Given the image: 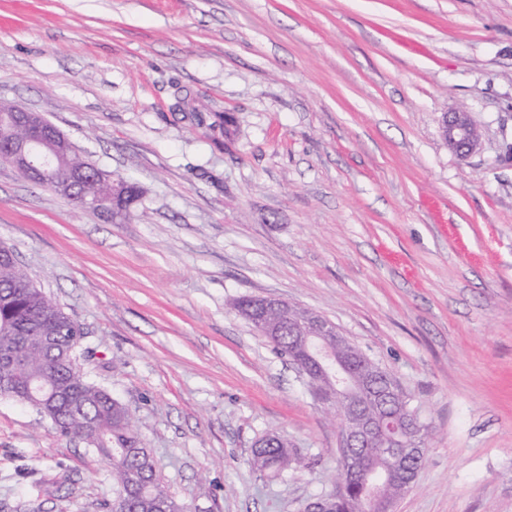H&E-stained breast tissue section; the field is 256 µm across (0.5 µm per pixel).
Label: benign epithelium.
<instances>
[{
	"instance_id": "benign-epithelium-1",
	"label": "benign epithelium",
	"mask_w": 512,
	"mask_h": 512,
	"mask_svg": "<svg viewBox=\"0 0 512 512\" xmlns=\"http://www.w3.org/2000/svg\"><path fill=\"white\" fill-rule=\"evenodd\" d=\"M441 134L457 156L471 155L480 141L478 125L467 112H449L441 120ZM0 147L8 157L0 156L30 181L60 195L70 196L74 183L85 178L107 180L112 175L90 163L79 171L63 175L59 159L76 154L74 144L39 113L21 104L0 103ZM139 188L128 182H112V198L85 199L81 209L109 219L123 217L139 200ZM240 316L257 325L265 336L279 333V325L270 320L267 310L284 307V301L273 297H245ZM345 345V337L336 328L309 311L299 322L297 335L291 339L292 364L315 388L326 392L330 401H343L352 412L351 425L339 431L340 453L347 458V480L376 482L379 477L375 459L365 451L369 446L386 448L396 454L398 448L411 443L417 423L413 415L389 425L361 409L357 395L369 388L355 371L350 358H334L328 345Z\"/></svg>"
}]
</instances>
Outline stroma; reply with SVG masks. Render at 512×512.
Wrapping results in <instances>:
<instances>
[{"mask_svg": "<svg viewBox=\"0 0 512 512\" xmlns=\"http://www.w3.org/2000/svg\"><path fill=\"white\" fill-rule=\"evenodd\" d=\"M0 102L141 191L112 221L0 163V242L185 512H300L339 460L245 296L322 315L410 394L435 437L395 512H512V0H0ZM272 433L304 469L252 467ZM111 502L110 461L0 397V512ZM441 134L448 147L462 159L471 155L480 141L478 125L469 113L463 111L444 114Z\"/></svg>", "mask_w": 512, "mask_h": 512, "instance_id": "1", "label": "stroma"}]
</instances>
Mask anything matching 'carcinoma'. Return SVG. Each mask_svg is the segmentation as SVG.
Instances as JSON below:
<instances>
[{"mask_svg": "<svg viewBox=\"0 0 512 512\" xmlns=\"http://www.w3.org/2000/svg\"><path fill=\"white\" fill-rule=\"evenodd\" d=\"M303 308L271 314L283 333L273 348L288 355V325L298 320ZM82 326L38 289L18 264L13 251L0 244V342L7 338L15 345V358L0 359V381L15 383V393L51 421L63 436L81 440L89 424L97 431L92 448L112 462V505L110 512H183L162 482L156 463L146 448L130 409L90 380L81 369L78 337ZM27 336H58L59 343L38 345ZM64 390L67 399L57 398ZM253 467L262 474H278L303 466L294 449L281 445L253 449ZM343 462H338L331 487L317 496L333 512H369L368 496L373 486L356 483L344 495L336 496L338 483L345 478Z\"/></svg>", "mask_w": 512, "mask_h": 512, "instance_id": "1", "label": "carcinoma"}]
</instances>
